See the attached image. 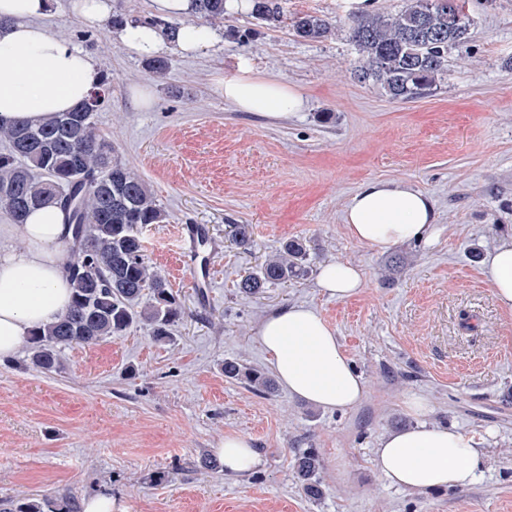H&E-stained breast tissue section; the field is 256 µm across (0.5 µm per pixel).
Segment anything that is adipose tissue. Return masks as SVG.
Listing matches in <instances>:
<instances>
[{"label":"adipose tissue","mask_w":512,"mask_h":512,"mask_svg":"<svg viewBox=\"0 0 512 512\" xmlns=\"http://www.w3.org/2000/svg\"><path fill=\"white\" fill-rule=\"evenodd\" d=\"M156 11L184 19L175 39L139 23L116 36L137 57L166 52L196 54L210 36L198 37L191 18L194 0H153ZM49 0H0V123L47 118L71 111L99 86L102 74L73 44L39 23ZM224 99L242 112L286 117L303 111L305 98L284 82L243 73L224 80ZM431 199L405 184L372 181L351 199L345 226L352 239L377 252L429 236ZM65 213L52 205L32 212L25 223L0 225V360L14 356L35 329L54 322L70 300L62 245ZM484 271L501 308L512 313V236L485 258ZM318 286L345 299L364 286L358 266L333 261L320 270ZM257 337L270 366L292 395L324 408L349 409L365 398L364 379L349 361L334 329L314 309L292 305L267 316ZM228 473L257 469L262 459L250 440L225 436L217 449ZM483 454L472 436L453 428L418 425L384 437L375 464L391 484L422 492L474 482Z\"/></svg>","instance_id":"1"}]
</instances>
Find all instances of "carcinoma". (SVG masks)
<instances>
[{"label":"carcinoma","instance_id":"cac0c4a2","mask_svg":"<svg viewBox=\"0 0 512 512\" xmlns=\"http://www.w3.org/2000/svg\"><path fill=\"white\" fill-rule=\"evenodd\" d=\"M196 27L224 19V0H198ZM255 19L282 22L281 0H252ZM342 28L361 55L359 78L397 100L432 95L447 72L448 51L469 39L468 0H406L394 14L350 13L343 20L303 14L292 21L302 38L328 37ZM103 104L74 108L45 122L19 120L0 125V213L15 224L46 204L68 215L73 236L64 258L71 301L57 320L27 338V366L53 374L61 369L62 350L118 336L141 319L161 340L183 314L166 278L151 266L139 228L159 224L165 213L146 183L113 158L112 140L94 120ZM302 242L287 241L276 255L245 275L239 288L255 293L306 274ZM224 377L255 391L274 389L271 378L233 360ZM322 468L313 451L296 458L303 492L324 494ZM14 512H80L76 500L61 503L43 495L17 503Z\"/></svg>","mask_w":512,"mask_h":512}]
</instances>
